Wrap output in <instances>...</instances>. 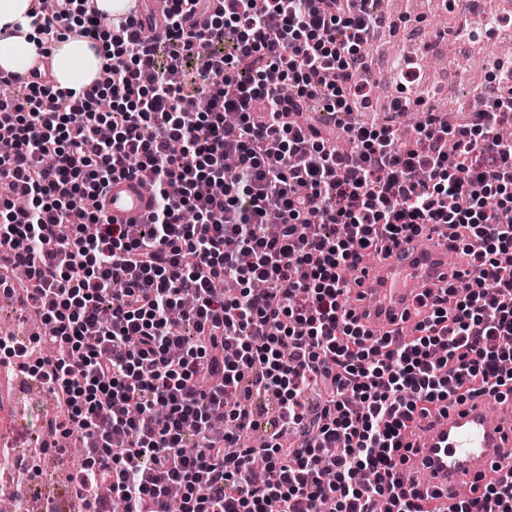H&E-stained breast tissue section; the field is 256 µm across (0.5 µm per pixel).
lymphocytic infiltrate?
<instances>
[{"instance_id":"lymphocytic-infiltrate-1","label":"lymphocytic infiltrate","mask_w":512,"mask_h":512,"mask_svg":"<svg viewBox=\"0 0 512 512\" xmlns=\"http://www.w3.org/2000/svg\"><path fill=\"white\" fill-rule=\"evenodd\" d=\"M29 16L42 56L70 35L107 41L109 82L0 100V248L51 328L31 339L34 372L82 443L87 512H428L435 491L397 476L415 418L512 396V58L490 63L492 102L405 137L409 99L382 123L346 120L372 108L385 20L366 0H170L148 40L86 0ZM190 62L202 112L167 78ZM316 105L335 137L306 122ZM142 167L146 222L102 218L112 181ZM438 224L478 278L421 293L410 339L368 333L346 305L366 252ZM321 381L331 394L310 403ZM256 390L279 427L242 448ZM455 512H512V474Z\"/></svg>"}]
</instances>
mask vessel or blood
<instances>
[{
    "instance_id": "1",
    "label": "vessel or blood",
    "mask_w": 512,
    "mask_h": 512,
    "mask_svg": "<svg viewBox=\"0 0 512 512\" xmlns=\"http://www.w3.org/2000/svg\"><path fill=\"white\" fill-rule=\"evenodd\" d=\"M134 7L144 34L155 35L164 27L166 0H136ZM149 200L139 181L119 180L113 182L101 207L106 217L124 224L145 217ZM447 272L445 238L431 235L428 247L416 250L399 243L391 255L377 256L367 265L361 276L363 296L351 299L349 308L357 322L371 330L397 327L416 295L441 288ZM414 446L406 468L440 490L438 503L445 512H454L461 500L471 497L482 476L512 470V431L482 397L423 420Z\"/></svg>"
}]
</instances>
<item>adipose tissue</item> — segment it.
I'll return each instance as SVG.
<instances>
[{"mask_svg":"<svg viewBox=\"0 0 512 512\" xmlns=\"http://www.w3.org/2000/svg\"><path fill=\"white\" fill-rule=\"evenodd\" d=\"M30 0H0V28L21 25L19 35L0 40V68L11 72L28 64L37 50L39 34L31 26L27 13ZM104 53L102 40L67 39L53 50V70L56 86L62 90L81 91L91 85L99 71Z\"/></svg>","mask_w":512,"mask_h":512,"instance_id":"1","label":"adipose tissue"}]
</instances>
